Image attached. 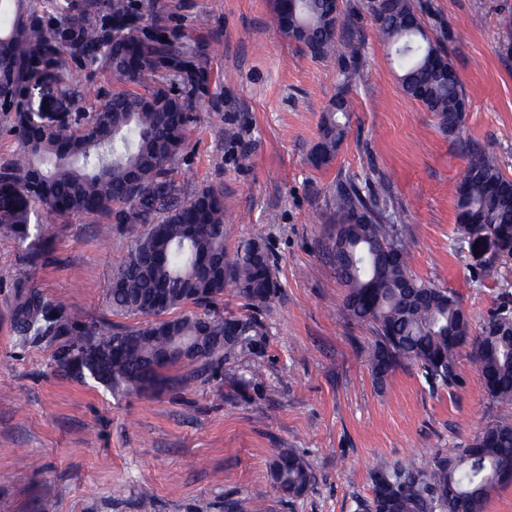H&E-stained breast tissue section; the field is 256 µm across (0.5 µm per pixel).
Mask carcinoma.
<instances>
[{
	"mask_svg": "<svg viewBox=\"0 0 512 512\" xmlns=\"http://www.w3.org/2000/svg\"><path fill=\"white\" fill-rule=\"evenodd\" d=\"M64 22L47 24L32 0H0V85L16 97L29 78L49 68L64 81L74 62H85L111 79L142 85L121 90L78 112L66 130L38 112L13 110L6 132L17 143L0 160V224L16 240L29 237L31 216L37 233L79 214L107 217L140 227L124 259L112 273V313L145 319V324L112 330L83 323L60 301L35 288L19 294L11 322L23 336L63 339L55 354L58 368L81 382L92 380L114 394L141 392L180 365L177 379L188 385L231 356L248 335L253 318L217 316L208 307L230 291L246 307L259 310L274 298L270 255L250 239L236 255L224 247V191L209 187L189 199L173 177L189 140L196 111L198 49L148 32L131 0H55ZM279 31L312 55L338 65L343 82L357 68L336 48L341 19L337 0H272ZM380 37L395 46L403 93L440 119L442 131L458 135L467 100L460 77L444 47L424 28L415 0H368ZM350 112L336 96L319 121L312 160L329 163L342 142ZM465 181L456 190L457 224L464 232L482 230L512 245V179L496 156L474 143L463 146ZM334 228L329 235L336 279L346 288L349 314L370 327L371 367L381 381L398 367H418L432 387L457 379L460 349L469 348L488 397L512 402V302L502 297L477 334L457 295L416 276L410 251L387 222L376 190L343 185L336 191ZM193 304L203 312L175 313ZM212 343L199 357L170 354L173 337ZM84 352L82 368L69 365L72 349ZM512 458V419L487 424L467 447L414 460L372 474L370 512H484L491 489L512 480L501 464ZM280 498H296L312 483L309 465L290 450L270 465Z\"/></svg>",
	"mask_w": 512,
	"mask_h": 512,
	"instance_id": "carcinoma-1",
	"label": "carcinoma"
}]
</instances>
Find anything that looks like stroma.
I'll list each match as a JSON object with an SVG mask.
<instances>
[{
  "instance_id": "stroma-1",
  "label": "stroma",
  "mask_w": 512,
  "mask_h": 512,
  "mask_svg": "<svg viewBox=\"0 0 512 512\" xmlns=\"http://www.w3.org/2000/svg\"><path fill=\"white\" fill-rule=\"evenodd\" d=\"M421 2L423 26L463 83L466 137L512 178V0ZM134 4L142 25L205 46L200 108L174 178L188 197L223 188L227 252L258 240L279 288L214 375L184 387L173 366L169 384L115 396L62 375L58 341L19 336L11 314L24 283L86 324L139 325L106 301L128 226L74 215L28 248L0 226V512H254L258 502L266 512H362L373 471L466 447L512 417L465 353L450 387L431 389L410 365L376 382L373 335L345 309L329 264L337 188L370 183L412 250L413 272L453 290L474 324L512 294V262L475 251L456 222L463 152L402 92L367 0H339L338 51L359 71L349 86L279 31L272 0ZM340 94L351 106L347 133L318 167L319 119ZM26 99L49 120L81 107L48 79L29 85ZM282 448L314 476L286 502L269 473Z\"/></svg>"
}]
</instances>
